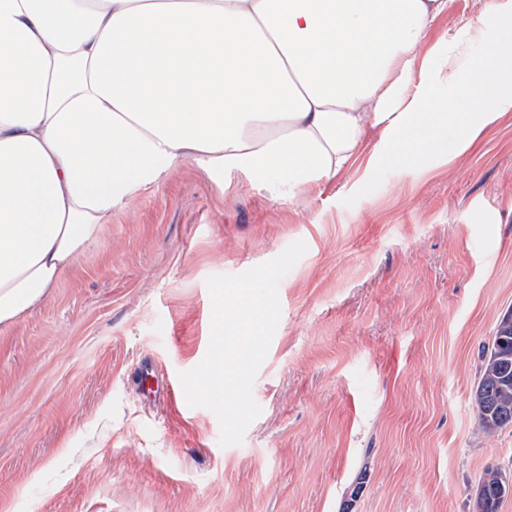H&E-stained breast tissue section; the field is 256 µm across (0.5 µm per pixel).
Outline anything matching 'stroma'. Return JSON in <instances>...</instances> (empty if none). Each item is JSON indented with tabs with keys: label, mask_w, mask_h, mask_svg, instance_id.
Instances as JSON below:
<instances>
[{
	"label": "stroma",
	"mask_w": 512,
	"mask_h": 512,
	"mask_svg": "<svg viewBox=\"0 0 512 512\" xmlns=\"http://www.w3.org/2000/svg\"><path fill=\"white\" fill-rule=\"evenodd\" d=\"M372 163L306 196L189 161L132 196L0 332V512H474L512 428L479 432L481 350L512 310V112L463 153ZM301 240L252 388L260 416L163 386L205 356L206 280Z\"/></svg>",
	"instance_id": "1"
}]
</instances>
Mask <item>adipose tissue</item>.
<instances>
[{"label": "adipose tissue", "mask_w": 512, "mask_h": 512, "mask_svg": "<svg viewBox=\"0 0 512 512\" xmlns=\"http://www.w3.org/2000/svg\"><path fill=\"white\" fill-rule=\"evenodd\" d=\"M449 3L0 0V330L183 161L293 194L354 169L376 126L400 157L465 150L512 110V0L425 60Z\"/></svg>", "instance_id": "1"}]
</instances>
